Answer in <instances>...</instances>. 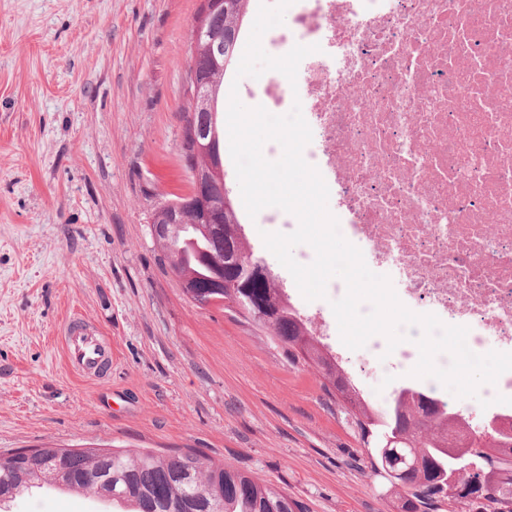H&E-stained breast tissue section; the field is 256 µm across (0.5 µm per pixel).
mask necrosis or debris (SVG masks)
Masks as SVG:
<instances>
[{
  "label": "necrosis or debris",
  "mask_w": 512,
  "mask_h": 512,
  "mask_svg": "<svg viewBox=\"0 0 512 512\" xmlns=\"http://www.w3.org/2000/svg\"><path fill=\"white\" fill-rule=\"evenodd\" d=\"M269 36L316 48L262 92L300 104L343 237L407 308L512 352V0H298ZM406 333L362 347L371 376L411 363Z\"/></svg>",
  "instance_id": "obj_1"
}]
</instances>
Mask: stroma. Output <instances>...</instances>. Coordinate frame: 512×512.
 I'll list each match as a JSON object with an SVG mask.
<instances>
[{"label":"stroma","instance_id":"obj_1","mask_svg":"<svg viewBox=\"0 0 512 512\" xmlns=\"http://www.w3.org/2000/svg\"><path fill=\"white\" fill-rule=\"evenodd\" d=\"M203 0H0V453L197 449L306 512H398L351 418L268 330L200 307L166 268L154 210L184 193L190 32ZM300 314L292 275L244 219ZM80 316L112 345L85 380L58 338ZM0 512H112L28 489Z\"/></svg>","mask_w":512,"mask_h":512}]
</instances>
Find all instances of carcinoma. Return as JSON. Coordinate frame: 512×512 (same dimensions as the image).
<instances>
[{"label": "carcinoma", "instance_id": "carcinoma-1", "mask_svg": "<svg viewBox=\"0 0 512 512\" xmlns=\"http://www.w3.org/2000/svg\"><path fill=\"white\" fill-rule=\"evenodd\" d=\"M236 15L215 13L210 18L212 28L227 32L224 43V69L236 58L242 22L252 0H238ZM198 125L211 121L208 114L196 111L193 100L184 109L181 157L187 171L190 144V119ZM216 202L221 204V220L209 235L202 234L191 224L176 231L171 244L163 247L169 270L186 275L198 288H208L217 273L224 278V307H233L237 297L249 298L258 307L272 312L273 321L267 326L271 339L281 346L294 361L314 366L321 374L325 391L336 398L360 432L365 446L370 448L369 460L373 471L395 457L416 452L423 460V469L397 482L399 512H455L458 505L469 504L480 512H503L512 505V434L495 435V442L473 439L471 423L448 410V404L424 397L412 387L395 392L389 405L382 408L367 400L345 378L344 369L309 327V323L293 307L274 275L246 278L232 267L224 266L226 252L237 250L248 254L251 248L239 235L240 215L233 201L226 200L221 189H215ZM399 433L406 447L385 448L384 434ZM98 447H85L73 458V468L79 472L93 465L99 478L123 490L112 501L128 507V512H305L303 505L288 492L268 487L250 474L230 465L212 463L202 466L196 453L195 467L181 469L182 455L168 456L152 448L141 450L111 449L110 456L96 460ZM475 462L499 485V498L488 504L468 501L460 494L455 502H443L438 494L448 484V468L458 458ZM40 482L38 478H21L14 472L5 485H0V499L9 498Z\"/></svg>", "mask_w": 512, "mask_h": 512}]
</instances>
